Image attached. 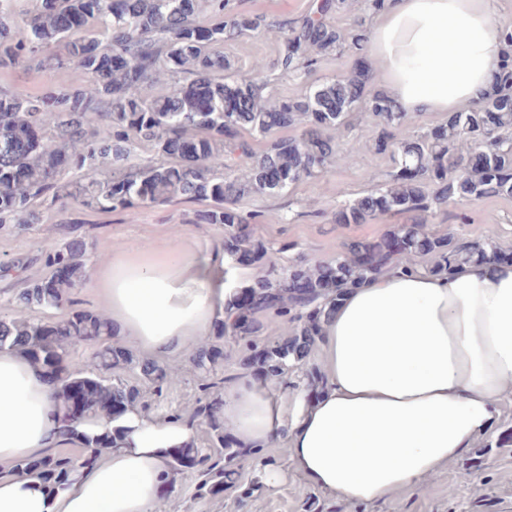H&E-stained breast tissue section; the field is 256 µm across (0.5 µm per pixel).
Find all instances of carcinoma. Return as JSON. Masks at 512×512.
I'll list each match as a JSON object with an SVG mask.
<instances>
[{
	"mask_svg": "<svg viewBox=\"0 0 512 512\" xmlns=\"http://www.w3.org/2000/svg\"><path fill=\"white\" fill-rule=\"evenodd\" d=\"M214 20H198L200 0H35L17 18L11 0H0V69L30 67L58 72L72 66L87 77L76 87L46 86L32 95L0 90V227L36 218L37 208L69 200L83 208L122 212L200 201L192 224H222L224 256H243L267 274L239 291L217 336L244 352L247 366L274 377L289 363L306 360L322 330L325 308L360 287L394 261L428 258L424 270L445 275L465 264L489 262L502 254L487 241H466L453 229L427 230L429 214L450 202L512 197V27L500 28L503 53L496 80L475 108L452 112L423 134L409 135L407 114L380 93L367 91L372 79L363 66L366 28L357 20L347 31L331 19L347 0H311L294 22L238 12L231 0H208ZM247 32L278 37L276 68L282 76L310 73L318 56L348 46L358 67L297 96L277 95L265 67L230 72L224 42ZM174 81L165 94L148 96V83ZM358 112L382 128L375 143L391 153L389 182L340 208L338 224H363L379 215L409 214L376 241L352 242L331 262L296 260L278 267L275 251L255 236L254 216L241 211L248 193L282 194L289 187L345 163L336 135ZM298 127L292 137L278 135ZM266 141L257 153L256 138ZM146 146L153 158L137 163ZM239 167L246 179L224 175ZM88 245L78 236L50 244L44 262L54 274L18 295L20 303L62 312L53 322L0 319V350L16 352L42 369L53 385L66 435L85 416L113 417L142 411L140 389L109 374L137 369L156 393L167 371L141 361L112 342V320L101 312L74 308L73 290L88 280ZM274 314L289 328L284 342L259 341L257 315ZM100 344L89 363L71 353ZM203 380V396L188 422L205 427L215 451L175 448L166 460L167 477L199 472L193 497L224 493L234 462L261 459L262 449L235 446L221 412L224 380L213 381L224 361L218 344L206 342L190 358ZM120 432L83 439L80 456L45 452L20 460L16 471H37L49 485L64 481L80 463H92L116 447Z\"/></svg>",
	"mask_w": 512,
	"mask_h": 512,
	"instance_id": "cac0c4a2",
	"label": "carcinoma"
}]
</instances>
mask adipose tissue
<instances>
[{"label":"adipose tissue","instance_id":"1","mask_svg":"<svg viewBox=\"0 0 512 512\" xmlns=\"http://www.w3.org/2000/svg\"><path fill=\"white\" fill-rule=\"evenodd\" d=\"M496 0H388L365 59L399 111L457 112L490 89L501 58ZM120 336L163 352L204 336L238 294L224 252L154 248L93 263ZM324 373L295 391L251 374L224 392V423L243 448L286 443L290 470L257 477L278 487L295 472L352 504L427 489L448 462L490 432L512 393V258L445 276L390 268L345 294L324 324ZM43 371L0 350V465L61 447ZM117 429L122 447L49 486L29 473L0 476V512H154L170 449L193 427L128 411L90 416L79 433Z\"/></svg>","mask_w":512,"mask_h":512}]
</instances>
